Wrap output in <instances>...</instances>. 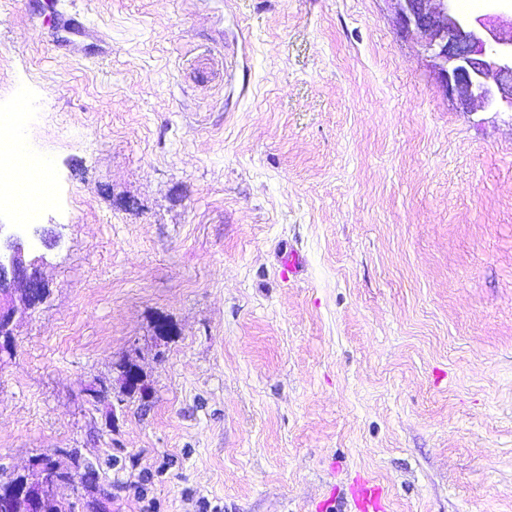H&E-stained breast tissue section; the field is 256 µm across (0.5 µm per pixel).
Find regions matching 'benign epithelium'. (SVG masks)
<instances>
[{
    "label": "benign epithelium",
    "instance_id": "obj_1",
    "mask_svg": "<svg viewBox=\"0 0 512 512\" xmlns=\"http://www.w3.org/2000/svg\"><path fill=\"white\" fill-rule=\"evenodd\" d=\"M402 26L416 32L448 95L465 111L479 107L512 112V0H496L489 13L465 14L456 0H394ZM0 224V356L13 355L11 342L19 324L50 296L43 274L45 256L33 241L4 234ZM37 495L12 499V512H44L46 504L63 500L65 486L94 482L87 471L71 478L50 476L56 459L39 455L30 463Z\"/></svg>",
    "mask_w": 512,
    "mask_h": 512
}]
</instances>
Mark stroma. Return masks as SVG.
I'll return each mask as SVG.
<instances>
[{
	"label": "stroma",
	"instance_id": "35a3bbf8",
	"mask_svg": "<svg viewBox=\"0 0 512 512\" xmlns=\"http://www.w3.org/2000/svg\"><path fill=\"white\" fill-rule=\"evenodd\" d=\"M20 100L58 240L0 470L80 449L111 512H348L361 479L512 512V112L457 108L393 0H0Z\"/></svg>",
	"mask_w": 512,
	"mask_h": 512
}]
</instances>
